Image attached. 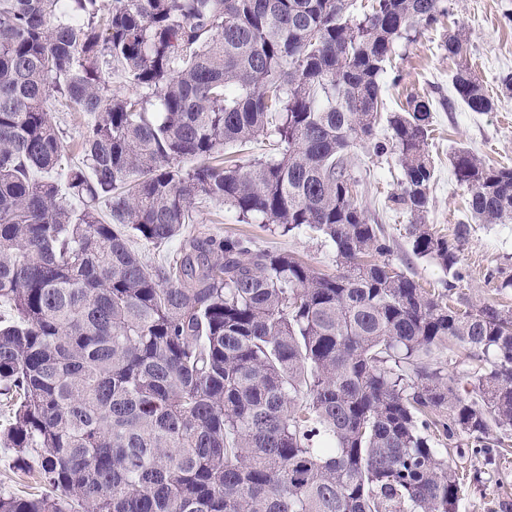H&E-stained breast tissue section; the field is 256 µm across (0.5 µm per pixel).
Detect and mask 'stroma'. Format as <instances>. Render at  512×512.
Here are the masks:
<instances>
[{
	"label": "stroma",
	"mask_w": 512,
	"mask_h": 512,
	"mask_svg": "<svg viewBox=\"0 0 512 512\" xmlns=\"http://www.w3.org/2000/svg\"><path fill=\"white\" fill-rule=\"evenodd\" d=\"M457 32L468 39V63L492 99V111H469L454 96L458 62L448 57L442 43ZM387 71L398 80L386 88L387 111L398 110L411 94L432 98L437 105L429 141L435 172L425 222L448 237L458 228L466 230L458 252L463 277L452 290L455 303L463 308L512 309V288L502 286L512 278V223L481 224L470 219L469 193L457 183L450 164L454 149L464 147L488 165L512 166V97L502 95L498 86L501 75L512 73V0H448L447 16L396 44ZM350 156L355 172L366 182L363 203L390 240L389 262L424 288L441 287L444 275L439 267L411 251L409 214L389 201L402 177L394 155L375 156L369 144L360 142ZM195 228L249 236L262 247L296 253L320 270L336 269L333 243L317 234L303 230L280 237L262 225L239 223L233 210L218 204L200 205ZM446 454L451 465L481 474L480 482L463 484L458 512H512V454L492 459L477 455L463 438L448 445ZM44 488L38 467L20 469L14 450L0 446V492L25 495Z\"/></svg>",
	"instance_id": "35a3bbf8"
}]
</instances>
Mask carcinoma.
<instances>
[{
  "label": "carcinoma",
  "mask_w": 512,
  "mask_h": 512,
  "mask_svg": "<svg viewBox=\"0 0 512 512\" xmlns=\"http://www.w3.org/2000/svg\"><path fill=\"white\" fill-rule=\"evenodd\" d=\"M0 0V441L48 490L0 512H457L441 448L488 455L512 427V310L449 303L456 246L422 222L433 102L382 116L395 43L444 0ZM467 55L460 35L442 44ZM117 71L139 93L108 94ZM472 112L492 101L468 66ZM90 114L61 167L50 102ZM386 119L390 140L376 138ZM261 137L268 158H224ZM397 156L428 292L385 256L348 152ZM471 217L512 221V168L454 153ZM60 171L64 184L38 178ZM107 202L110 221L99 216ZM336 248L325 273L244 235L192 230L197 205ZM139 238L178 251L154 264ZM472 361L469 396L435 353Z\"/></svg>",
  "instance_id": "carcinoma-1"
}]
</instances>
